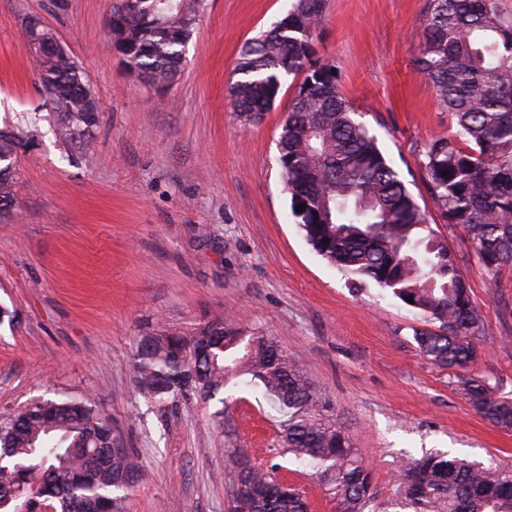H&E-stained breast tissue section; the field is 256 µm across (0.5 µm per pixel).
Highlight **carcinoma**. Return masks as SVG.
<instances>
[{
    "instance_id": "cac0c4a2",
    "label": "carcinoma",
    "mask_w": 512,
    "mask_h": 512,
    "mask_svg": "<svg viewBox=\"0 0 512 512\" xmlns=\"http://www.w3.org/2000/svg\"><path fill=\"white\" fill-rule=\"evenodd\" d=\"M205 0H120L108 20L111 46L129 73L160 88L185 69V51ZM323 0H294L288 14L242 48L234 111L256 122L275 103L285 74L304 72L277 142L278 164L295 223L308 244L359 283H375L417 314L440 323L414 339L441 368L478 357L480 311L456 256L378 139L342 96L336 69L315 57ZM44 106L74 149L97 127L100 105L89 76L45 24L27 26ZM418 67L456 126L424 146L420 168L434 204L464 228L486 273L512 265V21L497 0H427ZM19 136L0 130V223L15 219ZM305 205L298 213L296 208ZM413 302H408V299ZM132 382L151 402L224 403V385L249 375L281 413L284 447L317 469L337 512H365L373 474L360 459L325 394L270 336L242 338L222 318L190 333L141 337ZM473 409L512 428V398L485 379L464 382ZM234 512H309L297 487L277 481L249 453H231ZM142 467L88 400H43L0 422V512H123ZM398 512H512V472L491 476L447 453L406 462L397 479Z\"/></svg>"
}]
</instances>
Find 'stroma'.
Wrapping results in <instances>:
<instances>
[{
    "label": "stroma",
    "mask_w": 512,
    "mask_h": 512,
    "mask_svg": "<svg viewBox=\"0 0 512 512\" xmlns=\"http://www.w3.org/2000/svg\"><path fill=\"white\" fill-rule=\"evenodd\" d=\"M117 0H0V129L15 151L20 218L0 224V417L46 398L86 397L138 457L125 512H230L234 448L336 512L315 469L280 437L281 416L249 377L229 380L224 430L196 402L158 405L130 378L139 337L221 316L261 332L331 399L374 476L366 512L397 499V473L431 451L512 470V430L470 405L455 371L414 340L426 320L391 293L348 279L305 241L277 162L302 80L284 75L261 121L234 112L243 45L291 0H205L180 78L160 89L130 76L110 48ZM426 0H324L317 56L431 215L480 309V354L467 370L512 397V265L488 276L466 231L445 222L418 158L451 131L417 67ZM40 18L88 71L101 112L84 150L43 109L24 23Z\"/></svg>",
    "instance_id": "35a3bbf8"
}]
</instances>
